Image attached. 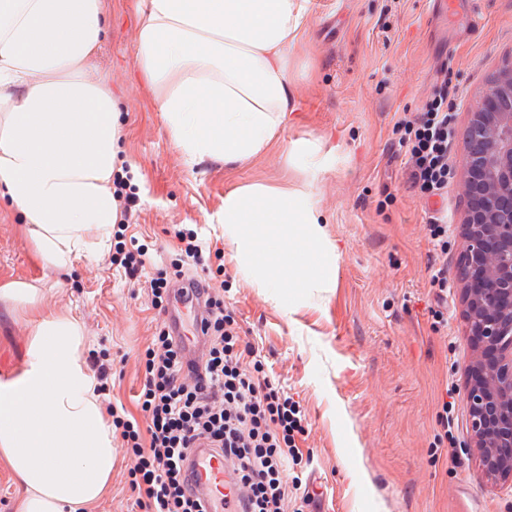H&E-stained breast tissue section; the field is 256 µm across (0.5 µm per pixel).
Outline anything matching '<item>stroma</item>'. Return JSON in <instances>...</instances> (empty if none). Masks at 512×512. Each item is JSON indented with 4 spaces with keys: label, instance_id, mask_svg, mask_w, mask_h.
<instances>
[{
    "label": "stroma",
    "instance_id": "obj_1",
    "mask_svg": "<svg viewBox=\"0 0 512 512\" xmlns=\"http://www.w3.org/2000/svg\"><path fill=\"white\" fill-rule=\"evenodd\" d=\"M140 0H103L104 43L90 73L118 98L121 159L130 167L138 219L127 238L155 245L169 268L177 231L209 252L204 271L223 290L240 334L268 378L299 402L306 430L288 453L287 512H512V484L487 483L469 446L463 404L475 344L462 318L456 274L463 262L459 181L427 204L406 180L394 124L432 93L449 62L461 168L468 112L512 63V0H478L475 15L448 0H309L308 22L287 47L288 112L271 148L244 162L189 166L137 65ZM261 184L311 194L336 259L293 281L255 284L260 273L224 235V197ZM448 215V243L427 224ZM116 242L59 269L13 220L0 221V381L25 368L33 323L5 288H32L43 312L75 318L83 355L112 358V397L139 414L144 352L166 314L146 281L114 266ZM446 267L437 304L429 267ZM105 496L87 512H140L128 485L133 460L114 438Z\"/></svg>",
    "mask_w": 512,
    "mask_h": 512
}]
</instances>
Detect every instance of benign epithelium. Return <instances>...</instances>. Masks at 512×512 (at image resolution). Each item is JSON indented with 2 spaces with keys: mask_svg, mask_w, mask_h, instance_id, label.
Here are the masks:
<instances>
[{
  "mask_svg": "<svg viewBox=\"0 0 512 512\" xmlns=\"http://www.w3.org/2000/svg\"><path fill=\"white\" fill-rule=\"evenodd\" d=\"M461 189L464 317L469 335L498 352L483 381L466 389L470 441L489 480L512 482V64L467 113ZM473 268L482 274L477 289Z\"/></svg>",
  "mask_w": 512,
  "mask_h": 512,
  "instance_id": "7a95c632",
  "label": "benign epithelium"
}]
</instances>
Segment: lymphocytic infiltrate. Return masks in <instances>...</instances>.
Here are the masks:
<instances>
[{"instance_id":"1","label":"lymphocytic infiltrate","mask_w":512,"mask_h":512,"mask_svg":"<svg viewBox=\"0 0 512 512\" xmlns=\"http://www.w3.org/2000/svg\"><path fill=\"white\" fill-rule=\"evenodd\" d=\"M448 72V65H441L439 89L419 112L394 126L410 186L424 199L443 196L452 177L448 147L454 104L448 99ZM207 307L208 357L200 368L185 369L167 326L153 336L139 397L145 424L129 419L124 406L106 397L111 359L91 363L100 403L135 458L129 477L136 504L141 512H203L190 492L193 474L185 461L205 444L235 466L245 492L244 512H284L285 451L303 432L305 416L292 397L243 368L242 357L251 347L239 336L223 297L209 292Z\"/></svg>"}]
</instances>
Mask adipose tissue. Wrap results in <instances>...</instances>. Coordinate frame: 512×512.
<instances>
[{
	"label": "adipose tissue",
	"instance_id": "obj_1",
	"mask_svg": "<svg viewBox=\"0 0 512 512\" xmlns=\"http://www.w3.org/2000/svg\"><path fill=\"white\" fill-rule=\"evenodd\" d=\"M308 0H145L137 63L188 165L264 153L288 110L286 46ZM106 33L101 0H0V214L26 224L65 268L117 221L116 98L88 73ZM224 232L262 268L332 245L307 194L264 185L224 198ZM25 370L0 382V459L13 512H82L112 476V428L83 357L77 323L37 315Z\"/></svg>",
	"mask_w": 512,
	"mask_h": 512
}]
</instances>
